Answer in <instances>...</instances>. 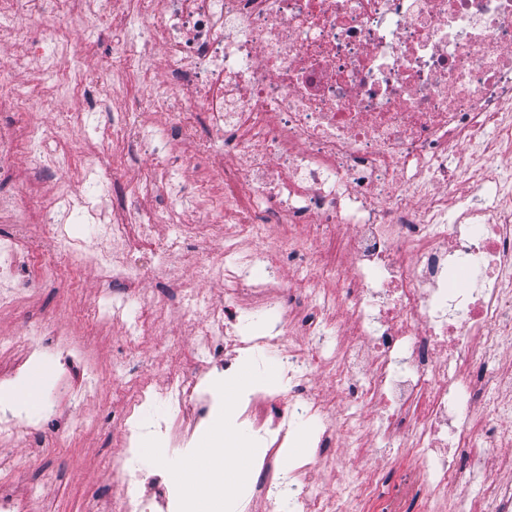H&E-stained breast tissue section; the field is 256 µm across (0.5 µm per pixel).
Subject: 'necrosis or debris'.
<instances>
[{"label":"necrosis or debris","mask_w":512,"mask_h":512,"mask_svg":"<svg viewBox=\"0 0 512 512\" xmlns=\"http://www.w3.org/2000/svg\"><path fill=\"white\" fill-rule=\"evenodd\" d=\"M112 0H0V30L15 48L0 66V111L24 113L22 127L0 126V174L14 169L25 143L34 172L61 183L50 199L34 181L0 199V221L22 229L38 212L55 229L54 248L94 266L112 294L92 305L103 325L126 328L124 357L111 372L131 393L120 425L141 431L143 406L162 403L153 431L188 441L220 393L212 367L229 370L227 339L251 355L272 353L278 388H255L239 419L262 442L249 492L237 512H446L464 489L458 464L470 448L512 471V0H125L113 25ZM96 20L88 40L112 41L107 76L76 82L82 101L70 126L54 121L62 104L47 86L59 79L69 27ZM160 50L157 72L143 55ZM26 73L24 93L9 78ZM136 83L141 99L111 112L95 150L53 157L50 144L108 110V96ZM109 111V110H108ZM166 113L163 137L145 118ZM195 143L220 182L176 174L182 144ZM147 155L149 177L111 202L112 154ZM82 187L70 194L69 184ZM201 214L194 237L224 227L222 253L201 252L163 301L177 317L201 316L193 353L163 386L139 374L152 300L133 260L156 225L186 208ZM86 225L90 245L72 224ZM305 226L302 235L281 225ZM248 236L259 249L240 252ZM296 261L313 283L288 288L277 267ZM468 277L464 288L450 274ZM58 275L22 236L0 238V307ZM224 284V297L205 288ZM352 325L333 351L334 403L314 390L321 317ZM55 372L75 402L97 395V363L77 342L56 339ZM316 424L308 456L287 461L299 423ZM409 459L396 481L368 474L366 437ZM135 451L112 462L119 495L112 512H163V464L141 472Z\"/></svg>","instance_id":"obj_1"}]
</instances>
